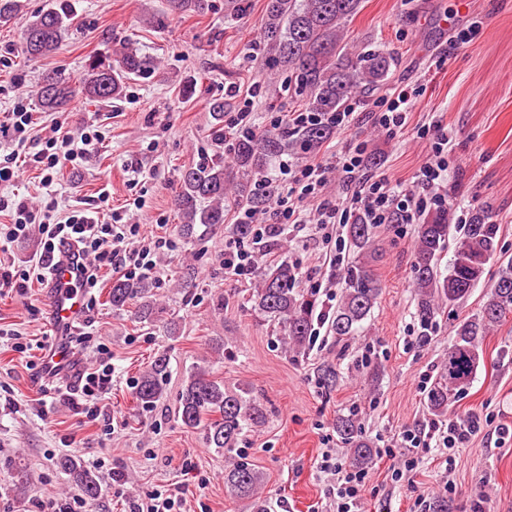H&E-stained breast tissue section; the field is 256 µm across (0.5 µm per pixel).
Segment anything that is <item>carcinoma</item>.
I'll use <instances>...</instances> for the list:
<instances>
[{
    "mask_svg": "<svg viewBox=\"0 0 512 512\" xmlns=\"http://www.w3.org/2000/svg\"><path fill=\"white\" fill-rule=\"evenodd\" d=\"M174 13L201 12L207 0H167ZM361 0H267L261 28L266 61L272 71H286L295 91L305 99L307 112H342L359 96L378 88L387 80L395 59L388 53L353 50L345 35V23L357 13ZM23 0H0V24H7L23 12ZM71 21L70 0L52 4L34 16L23 32L24 52L31 58L44 57L61 46ZM157 60L141 54L128 40L116 49L115 57L93 54L84 64V73L73 85L56 73H47L36 91L39 106L52 111L77 95L110 103L121 98L127 81L155 68ZM209 110L215 120V134L224 137V100L215 99ZM308 153H316L331 136L330 128L316 124L292 132L285 128L256 130L234 139L230 160L216 156L183 170L172 206L182 216L180 232L186 239L199 237L224 225L229 208L260 212L270 206L277 186L268 176L273 159L288 146V136ZM499 226L483 209L473 212L470 223L452 229L448 212L430 214L419 225L414 244L411 287L417 296L418 316L429 323L437 312L465 298L484 276L486 265L496 251ZM350 247L356 260L341 277V299L326 313L318 301L296 288L299 268L284 259L258 272V286L252 293V307L279 325L285 351L301 354L313 340L316 327L327 326L340 343L354 335L377 303L381 286L368 266L374 251V225L351 224ZM453 249L452 269L442 275L438 259L445 249ZM152 281L117 279L112 282L109 301L121 310L138 302L135 317L143 322L159 321L163 308L151 297ZM512 316V263L502 269L490 285L479 313L460 320L448 339L439 377L427 393V407L434 415L448 411L449 403L461 396L476 378L484 363L485 337ZM169 358L154 357L138 379L135 396L146 409L154 407L164 392ZM178 417L188 428L202 431L207 445L224 453L230 467L224 484L251 501L252 512H270L271 503L258 491L257 472L242 461L239 442L244 428L260 427L266 411L249 391L224 390L206 366H196L181 392ZM336 432L349 448V463L355 468L369 465L375 454L373 442L363 434L352 417L336 420ZM62 471L78 485L82 495L94 501L100 494L95 476L72 457L58 461Z\"/></svg>",
    "mask_w": 512,
    "mask_h": 512,
    "instance_id": "carcinoma-1",
    "label": "carcinoma"
}]
</instances>
